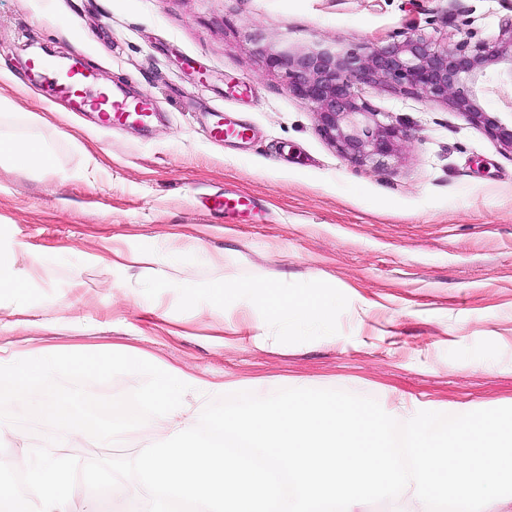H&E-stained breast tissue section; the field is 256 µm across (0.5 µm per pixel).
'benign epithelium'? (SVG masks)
I'll use <instances>...</instances> for the list:
<instances>
[{
  "label": "benign epithelium",
  "mask_w": 512,
  "mask_h": 512,
  "mask_svg": "<svg viewBox=\"0 0 512 512\" xmlns=\"http://www.w3.org/2000/svg\"><path fill=\"white\" fill-rule=\"evenodd\" d=\"M269 62L285 70L289 92L312 106L323 139L358 166H383L411 140L406 128L379 118L362 84L443 102L512 154V111H487L477 91L490 72L512 85V18L493 43L468 31L448 45L413 29L360 50L276 53Z\"/></svg>",
  "instance_id": "obj_1"
}]
</instances>
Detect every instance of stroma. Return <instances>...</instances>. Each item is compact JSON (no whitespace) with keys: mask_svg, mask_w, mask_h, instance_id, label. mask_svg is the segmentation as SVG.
<instances>
[{"mask_svg":"<svg viewBox=\"0 0 512 512\" xmlns=\"http://www.w3.org/2000/svg\"><path fill=\"white\" fill-rule=\"evenodd\" d=\"M512 0H0V95L53 142L52 168L0 165V248L41 275L0 295V356L123 345L225 392L305 384L371 396L512 406V155L447 105L364 85L412 134L390 165L360 167L318 133L272 53L357 50L409 28L494 42ZM149 98V128L106 129L30 82L36 50ZM246 81L248 94L230 85ZM224 111L250 140L215 141ZM246 193L231 219L203 199ZM162 274L136 279L134 257ZM265 274L290 295L325 290L327 326L270 324L211 299L221 272ZM247 334L245 340L250 347L256 350H267L277 340V336H270L267 332L264 319L250 324Z\"/></svg>","mask_w":512,"mask_h":512,"instance_id":"35a3bbf8","label":"stroma"}]
</instances>
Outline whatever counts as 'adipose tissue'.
Segmentation results:
<instances>
[{
	"label": "adipose tissue",
	"instance_id": "ef3b65f1",
	"mask_svg": "<svg viewBox=\"0 0 512 512\" xmlns=\"http://www.w3.org/2000/svg\"><path fill=\"white\" fill-rule=\"evenodd\" d=\"M16 160L40 169L50 168L55 162L51 147L40 138L0 134V163ZM214 294L228 308L238 307L255 296L263 298L265 317L250 324L246 337L248 345L256 350L269 349L275 342L266 330V319L321 325L330 322L334 309L331 298L325 293L289 296L263 278L242 283L228 275L218 284Z\"/></svg>",
	"mask_w": 512,
	"mask_h": 512
}]
</instances>
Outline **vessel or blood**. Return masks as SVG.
I'll return each instance as SVG.
<instances>
[{"label": "vessel or blood", "instance_id": "vessel-or-blood-1", "mask_svg": "<svg viewBox=\"0 0 512 512\" xmlns=\"http://www.w3.org/2000/svg\"><path fill=\"white\" fill-rule=\"evenodd\" d=\"M30 69L51 87L55 98L70 111L98 113L103 127L147 125L154 119V107L149 99L107 94L98 86L96 74L89 69L73 67L61 71L41 58L31 60ZM209 135L219 140H245L250 136V129L224 117L210 126Z\"/></svg>", "mask_w": 512, "mask_h": 512}]
</instances>
